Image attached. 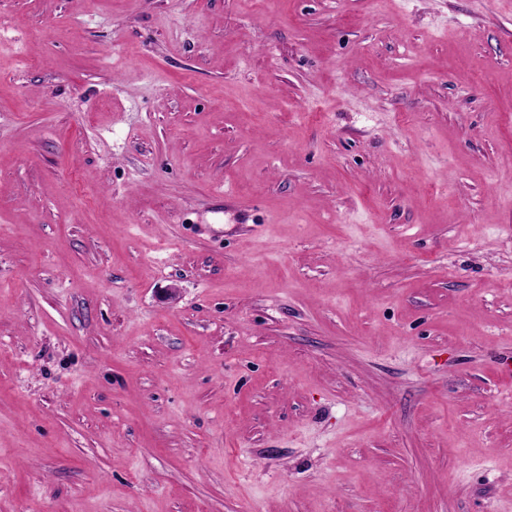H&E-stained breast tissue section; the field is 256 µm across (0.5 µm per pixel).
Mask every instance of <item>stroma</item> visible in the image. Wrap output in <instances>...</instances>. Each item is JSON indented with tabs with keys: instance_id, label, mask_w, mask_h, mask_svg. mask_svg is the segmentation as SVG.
<instances>
[{
	"instance_id": "35a3bbf8",
	"label": "stroma",
	"mask_w": 512,
	"mask_h": 512,
	"mask_svg": "<svg viewBox=\"0 0 512 512\" xmlns=\"http://www.w3.org/2000/svg\"><path fill=\"white\" fill-rule=\"evenodd\" d=\"M257 2L0 0V512H512V0Z\"/></svg>"
}]
</instances>
